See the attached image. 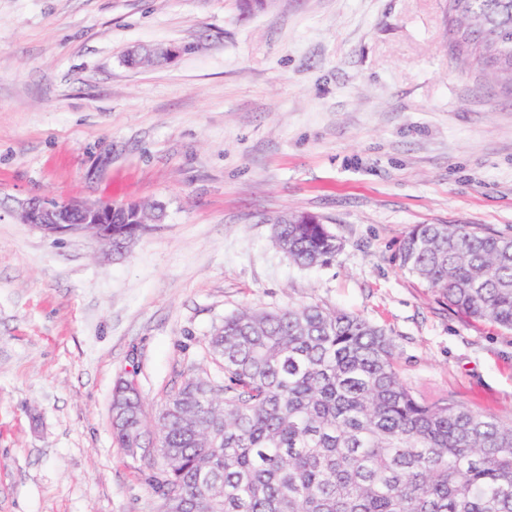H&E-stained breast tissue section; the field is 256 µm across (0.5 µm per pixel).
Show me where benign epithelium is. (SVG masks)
Here are the masks:
<instances>
[{"label":"benign epithelium","instance_id":"obj_1","mask_svg":"<svg viewBox=\"0 0 512 512\" xmlns=\"http://www.w3.org/2000/svg\"><path fill=\"white\" fill-rule=\"evenodd\" d=\"M119 210L111 200L60 201L40 198L30 201L22 218L46 235L91 233L112 244V217Z\"/></svg>","mask_w":512,"mask_h":512}]
</instances>
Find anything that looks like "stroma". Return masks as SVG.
<instances>
[{
    "label": "stroma",
    "mask_w": 512,
    "mask_h": 512,
    "mask_svg": "<svg viewBox=\"0 0 512 512\" xmlns=\"http://www.w3.org/2000/svg\"><path fill=\"white\" fill-rule=\"evenodd\" d=\"M32 197L165 216L115 255L24 223ZM291 212L334 262L274 245ZM417 224L512 235V95L457 53L448 0H0V512H162L113 385L136 374L154 446L245 306L358 314L408 387L512 421V330L401 269ZM310 216V215H309ZM312 220H317L310 216ZM276 246L295 265L311 268L328 265L336 259L342 246L324 224H311L306 220L293 224H274Z\"/></svg>",
    "instance_id": "stroma-1"
}]
</instances>
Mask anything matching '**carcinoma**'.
I'll return each mask as SVG.
<instances>
[{
    "label": "carcinoma",
    "instance_id": "1",
    "mask_svg": "<svg viewBox=\"0 0 512 512\" xmlns=\"http://www.w3.org/2000/svg\"><path fill=\"white\" fill-rule=\"evenodd\" d=\"M456 43L512 87V0H448ZM276 224L295 265L336 259L325 225ZM400 266L449 306L512 330V236L418 224ZM157 415L145 479L163 512H512V422L414 392L366 319L317 304L243 308L210 336ZM113 440L145 436L135 376L112 394Z\"/></svg>",
    "mask_w": 512,
    "mask_h": 512
}]
</instances>
